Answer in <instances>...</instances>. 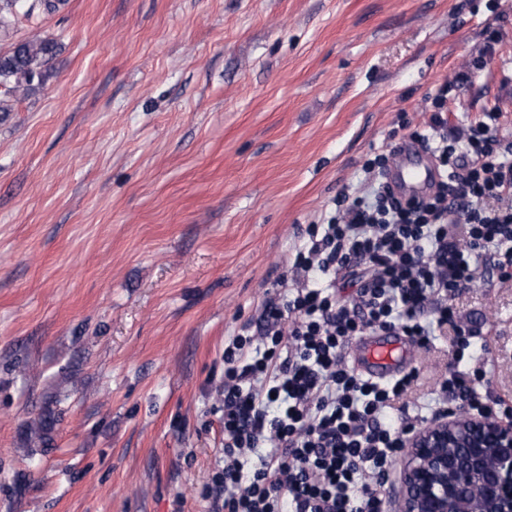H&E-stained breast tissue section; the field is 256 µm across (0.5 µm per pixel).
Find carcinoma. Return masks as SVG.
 I'll use <instances>...</instances> for the list:
<instances>
[{"label":"carcinoma","instance_id":"cac0c4a2","mask_svg":"<svg viewBox=\"0 0 512 512\" xmlns=\"http://www.w3.org/2000/svg\"><path fill=\"white\" fill-rule=\"evenodd\" d=\"M59 44L51 39L22 41L0 54V84L10 92L28 93L51 76V63Z\"/></svg>","mask_w":512,"mask_h":512}]
</instances>
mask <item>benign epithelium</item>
Listing matches in <instances>:
<instances>
[{
	"label": "benign epithelium",
	"instance_id": "1",
	"mask_svg": "<svg viewBox=\"0 0 512 512\" xmlns=\"http://www.w3.org/2000/svg\"><path fill=\"white\" fill-rule=\"evenodd\" d=\"M394 512H512V422L451 410L406 440Z\"/></svg>",
	"mask_w": 512,
	"mask_h": 512
}]
</instances>
